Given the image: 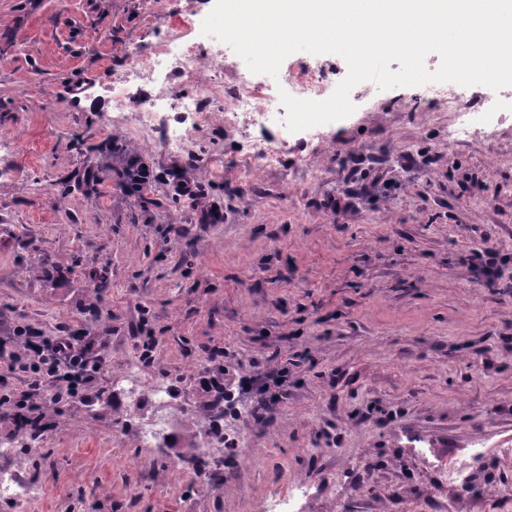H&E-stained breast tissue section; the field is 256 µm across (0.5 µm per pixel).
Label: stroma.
I'll use <instances>...</instances> for the list:
<instances>
[{
	"label": "stroma",
	"mask_w": 512,
	"mask_h": 512,
	"mask_svg": "<svg viewBox=\"0 0 512 512\" xmlns=\"http://www.w3.org/2000/svg\"><path fill=\"white\" fill-rule=\"evenodd\" d=\"M214 5L0 0V340L19 346L17 326L80 330L100 358L96 394L33 397L38 438L0 424V466L43 485L0 512H256L294 484L309 488L300 512H512V459L496 451L512 448V86L462 87L460 106L489 119L452 145L456 110L425 87L359 83L350 116L321 140L292 133L282 163L247 184L250 129L225 128L222 112L247 65L203 35ZM182 34L223 62L202 59L210 118L177 154L113 112L108 88ZM307 68L332 90L348 74L336 54L280 65ZM130 157L157 176L143 196L81 179ZM381 168L392 188L373 184ZM182 174L201 195H174ZM488 247L491 282L461 262ZM133 361L145 382L171 384L161 409L182 420L158 450L123 426L154 408L117 385ZM269 368L288 385L261 410L238 381ZM213 375L246 417L251 461L211 437L218 407L197 381ZM478 437L487 451L463 498L445 474Z\"/></svg>",
	"instance_id": "stroma-1"
}]
</instances>
